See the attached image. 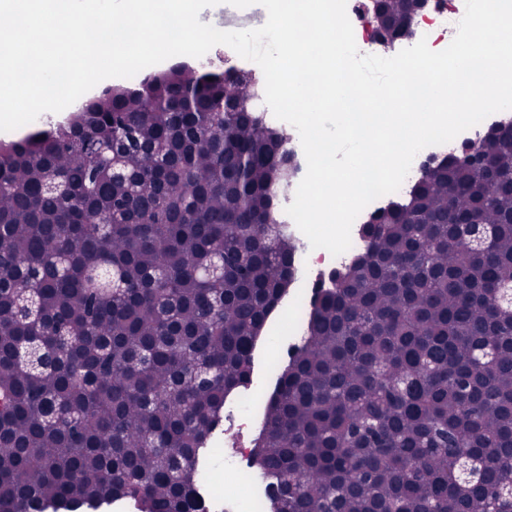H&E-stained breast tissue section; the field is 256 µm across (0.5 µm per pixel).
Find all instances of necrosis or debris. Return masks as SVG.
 <instances>
[{"label":"necrosis or debris","instance_id":"1","mask_svg":"<svg viewBox=\"0 0 512 512\" xmlns=\"http://www.w3.org/2000/svg\"><path fill=\"white\" fill-rule=\"evenodd\" d=\"M465 13V0H443L442 4L433 9L418 13L413 22L412 36L397 42V49L413 46L418 40H426L429 48L441 51L453 41L457 25ZM512 121V109L494 113L478 125L460 133L456 140L423 148L413 159L410 170L401 188L409 190L421 177L424 168L432 158L448 154L456 146L474 140L489 131L495 125ZM392 195L381 196L368 204L358 215L351 228V246L344 253L334 256L327 250L311 248L307 238L295 223L285 226L287 233L299 242L296 256V270L289 288L280 300L276 314L270 317L263 329L264 335L273 339L275 346H283L288 340L300 336L303 325L309 314L312 299L317 288L335 270L345 267L366 248L361 235V225L381 207L392 202ZM268 391L262 383H254L248 393L240 397L231 412L236 424V431L231 442L224 448V477L234 480L250 469L255 438L252 434L253 422L266 413V397Z\"/></svg>","mask_w":512,"mask_h":512}]
</instances>
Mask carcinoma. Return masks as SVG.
I'll list each match as a JSON object with an SVG mask.
<instances>
[{"instance_id":"cac0c4a2","label":"carcinoma","mask_w":512,"mask_h":512,"mask_svg":"<svg viewBox=\"0 0 512 512\" xmlns=\"http://www.w3.org/2000/svg\"><path fill=\"white\" fill-rule=\"evenodd\" d=\"M412 7L371 12L397 41ZM258 96L171 68L0 145V512H210L209 442L296 268L280 198L297 164ZM362 234L266 407L253 462L273 512H512V125Z\"/></svg>"}]
</instances>
